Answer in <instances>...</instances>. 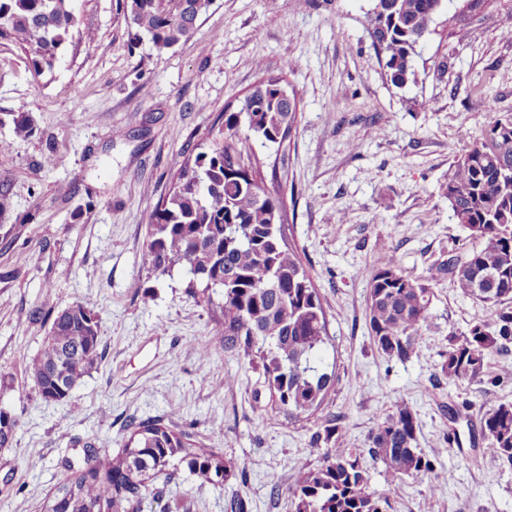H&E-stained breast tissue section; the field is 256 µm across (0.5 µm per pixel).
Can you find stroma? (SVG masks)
<instances>
[{"mask_svg":"<svg viewBox=\"0 0 512 512\" xmlns=\"http://www.w3.org/2000/svg\"><path fill=\"white\" fill-rule=\"evenodd\" d=\"M88 39L74 40L53 75L38 77L0 40V408L17 419L0 448V512H41L62 480V458L85 443L118 450L128 419L171 418L200 445L247 467L246 482L198 488L180 471L183 512H293L288 493L311 440L340 422L343 445L368 448L378 418L407 401L417 446L441 476L392 480L363 456L371 490L391 512H512V463L494 461L485 414L512 403V375L492 354L482 380L441 372L451 333L477 314L448 277L434 287L431 320L404 361L373 344L368 270L396 255L406 276L425 275L474 248L448 208V169L482 139L487 108L512 117V0H452L417 48L418 81L394 86L372 46V0H213L194 37L163 53L136 38L119 0H73ZM287 79L299 117L285 163L263 167L283 186L284 231L319 289L334 372L321 408L291 419L263 378L235 352L200 357L215 333L204 298L185 294L183 272L155 278L145 263L150 216L203 133L256 83L260 66ZM36 133L15 136L6 114ZM55 307L80 302L101 318L104 358L68 401L40 397L27 370ZM235 386H228V378Z\"/></svg>","mask_w":512,"mask_h":512,"instance_id":"stroma-1","label":"stroma"}]
</instances>
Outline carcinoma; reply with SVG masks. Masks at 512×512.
Listing matches in <instances>:
<instances>
[{"label":"carcinoma","mask_w":512,"mask_h":512,"mask_svg":"<svg viewBox=\"0 0 512 512\" xmlns=\"http://www.w3.org/2000/svg\"><path fill=\"white\" fill-rule=\"evenodd\" d=\"M72 0H0V39L18 45L36 75L52 72L60 53L82 36ZM450 0H372L368 13L374 49L392 83L417 80L413 59L433 18ZM212 0H123L124 15L152 47L162 52L189 40ZM287 62L277 76L260 81L237 105H227L207 133L200 151L184 160L168 193L148 224L145 258L155 277L175 270L188 277L186 292L206 301L222 318L209 347L237 351L262 370L272 405L290 417L310 415L324 402L332 375L323 364L328 339L321 295L299 253L286 243L283 202L251 171L228 167L243 156L250 140L282 148L298 114V98L285 79ZM13 130L30 137L29 116L13 117ZM448 207L457 223L480 243L418 278L402 274L395 256L369 273L367 318L377 350L389 359L410 357L429 326L434 285L447 275L480 311L467 331L452 336L443 355L442 373L452 381L479 380L486 359L512 344V117L488 118L482 140L457 157L448 170ZM99 316L82 303L55 312L40 352L28 370L41 397L58 390L69 398L73 388L103 360ZM17 420L0 412V448H8ZM130 437L114 453L87 445L83 456L64 460L66 476L43 503L54 508L68 488L75 500L69 512H142V504L166 494L173 472L183 468L203 486L222 488L246 481L243 463L204 448L193 436L157 416L131 422ZM418 418L406 401L386 414L370 434L368 454L381 461L395 480L425 476L432 487L439 477L417 448ZM494 460L512 462V403L486 414ZM310 453L318 465L305 466L289 488L294 512H388L387 498L370 490L368 472L357 448L341 447L338 425L316 435ZM162 474L159 487L151 478Z\"/></svg>","instance_id":"obj_1"}]
</instances>
